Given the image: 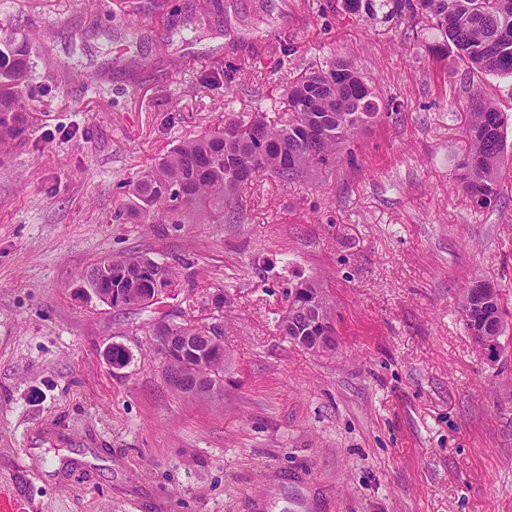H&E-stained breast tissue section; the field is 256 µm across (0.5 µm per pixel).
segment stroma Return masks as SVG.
Here are the masks:
<instances>
[{
    "label": "stroma",
    "mask_w": 512,
    "mask_h": 512,
    "mask_svg": "<svg viewBox=\"0 0 512 512\" xmlns=\"http://www.w3.org/2000/svg\"><path fill=\"white\" fill-rule=\"evenodd\" d=\"M341 2L0 0V36L34 39L22 133L0 145V496L37 512H512V325L491 358L460 309L476 278L512 309V172L487 209L457 187L476 95L503 112L512 158V76L434 53L430 23ZM339 56L387 108L335 166L259 178L240 225L197 208L131 223L138 172L225 116L279 121L288 82ZM128 254L184 261L175 295L124 311L91 296L87 268ZM306 279L332 303L335 350L278 330ZM220 293L224 387L181 396L149 325L213 323Z\"/></svg>",
    "instance_id": "35a3bbf8"
}]
</instances>
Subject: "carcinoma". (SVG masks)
I'll return each mask as SVG.
<instances>
[{
  "label": "carcinoma",
  "instance_id": "obj_1",
  "mask_svg": "<svg viewBox=\"0 0 512 512\" xmlns=\"http://www.w3.org/2000/svg\"><path fill=\"white\" fill-rule=\"evenodd\" d=\"M391 14L426 19L443 42L455 48L458 62L479 74L512 76V0H390ZM31 71L26 40L0 37V143L18 130L3 118L15 111L20 88ZM287 119L272 123L257 112L247 120L227 118L184 139L159 161L137 175L132 207L152 224L185 223L186 207L212 209L215 223L224 211L239 208L241 193L254 179L267 175L288 181L326 167L351 135L377 118L378 95L352 63L339 58L321 73L299 76L286 89ZM468 152L462 160L460 184L471 201L489 208L500 201L504 167V116L491 104L471 112L466 129ZM177 265L151 257L127 255L104 259L84 273L86 284L114 309H143L167 284L177 282ZM472 283L464 290L462 313L470 334L490 330L502 336L512 313L499 290L484 291ZM294 306L281 317L285 336H334L331 304L319 282L305 280L288 291ZM197 326L192 320L163 315L149 333L150 346L162 360L165 377L187 396H208L224 386L228 365L224 347L200 338L187 349L183 337Z\"/></svg>",
  "mask_w": 512,
  "mask_h": 512
}]
</instances>
